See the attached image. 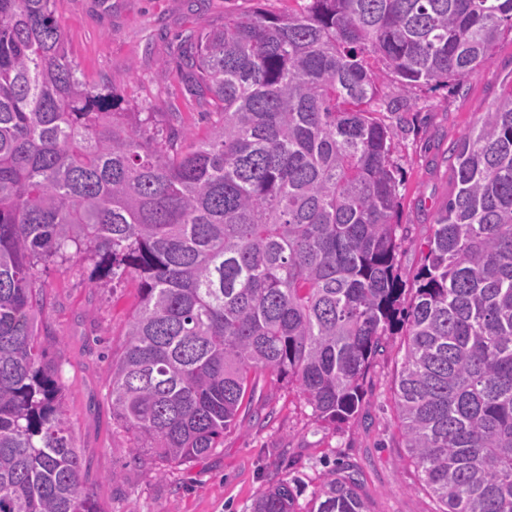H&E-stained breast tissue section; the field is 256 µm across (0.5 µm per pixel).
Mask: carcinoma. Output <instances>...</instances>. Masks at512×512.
<instances>
[{"label":"carcinoma","mask_w":512,"mask_h":512,"mask_svg":"<svg viewBox=\"0 0 512 512\" xmlns=\"http://www.w3.org/2000/svg\"><path fill=\"white\" fill-rule=\"evenodd\" d=\"M56 0H0V512H103L80 480L42 273L139 283L109 366L112 416L152 464L224 444L251 373L346 423L404 312L393 392L440 512H512V87L455 148L453 192L405 296L401 174L379 89L458 81L512 31V0H302L200 30L179 58L209 136L153 133L76 76ZM375 56L381 67L372 68ZM250 512H370L286 478Z\"/></svg>","instance_id":"obj_1"}]
</instances>
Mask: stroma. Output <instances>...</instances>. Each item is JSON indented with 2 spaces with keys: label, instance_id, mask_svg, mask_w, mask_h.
<instances>
[{
  "label": "stroma",
  "instance_id": "1",
  "mask_svg": "<svg viewBox=\"0 0 512 512\" xmlns=\"http://www.w3.org/2000/svg\"><path fill=\"white\" fill-rule=\"evenodd\" d=\"M258 4L273 14L299 7L297 0H58L56 18L72 36L69 53L81 79L111 84L120 110L153 113L157 126L176 122L200 139L210 132L209 106L180 74L177 46L182 37ZM510 87L508 33L461 82L410 88L400 111L388 109L397 89L381 92L378 117L393 133L391 160L402 174L398 221L406 237L398 261L404 280L421 266L433 217L452 189L456 145ZM87 275L83 263L47 272L43 322L61 342L66 413L83 480L103 512H250L253 499L279 478L293 480L304 503L327 476L352 471L371 512H437L398 431L395 336L374 357L350 422L317 421L295 386L261 373L240 427L225 432L223 446L162 475L140 463L108 399L110 356L121 350L138 283L127 278L95 289Z\"/></svg>",
  "mask_w": 512,
  "mask_h": 512
}]
</instances>
